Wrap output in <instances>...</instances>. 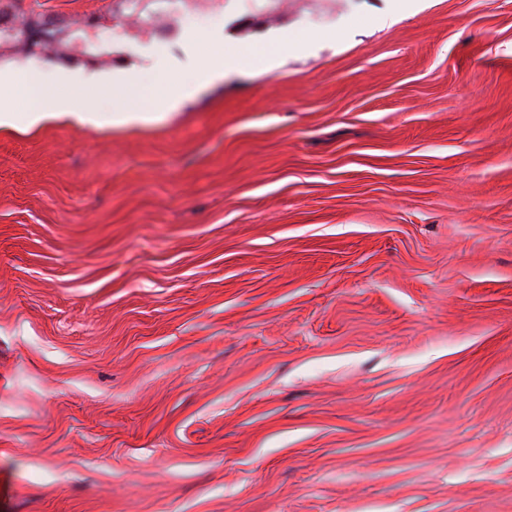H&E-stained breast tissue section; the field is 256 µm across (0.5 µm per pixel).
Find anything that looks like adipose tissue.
Segmentation results:
<instances>
[{
	"instance_id": "adipose-tissue-1",
	"label": "adipose tissue",
	"mask_w": 512,
	"mask_h": 512,
	"mask_svg": "<svg viewBox=\"0 0 512 512\" xmlns=\"http://www.w3.org/2000/svg\"><path fill=\"white\" fill-rule=\"evenodd\" d=\"M308 45L307 39L292 34L284 41L239 48L238 51L225 54L208 69L199 72L193 81H161L157 96L165 111L173 112L178 109L184 98L212 81L246 70H271L279 54L287 51L288 47L304 49ZM42 85V75L27 68L5 75L0 74V127H32L50 119L60 118L96 126H128L154 122L161 118L162 113L149 112L134 104L118 107L109 114L76 109L73 99L70 98H61L47 105L42 99Z\"/></svg>"
}]
</instances>
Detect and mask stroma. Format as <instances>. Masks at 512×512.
<instances>
[{
	"label": "stroma",
	"instance_id": "obj_1",
	"mask_svg": "<svg viewBox=\"0 0 512 512\" xmlns=\"http://www.w3.org/2000/svg\"><path fill=\"white\" fill-rule=\"evenodd\" d=\"M20 6L62 44L0 72L102 112L318 38L0 127V512H512V0ZM293 45L301 50L310 45V40L288 35V42L273 41L263 46L240 47L238 51L226 53L224 57L200 71L192 82L179 79H164L158 85L157 96L166 112H149L140 106L127 104L112 109L111 114L93 110H77L74 100L61 98L48 107L42 99L43 76L30 69H19L9 74L0 73V127H33L50 119H69L80 124L96 126H128L163 119L177 110L182 100L214 80L246 70H271L281 52H288Z\"/></svg>",
	"mask_w": 512,
	"mask_h": 512
}]
</instances>
